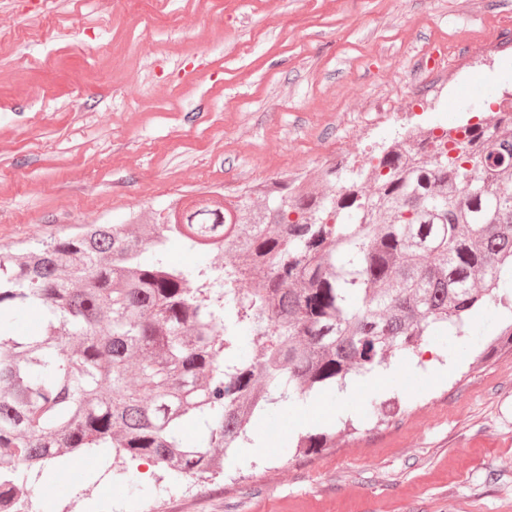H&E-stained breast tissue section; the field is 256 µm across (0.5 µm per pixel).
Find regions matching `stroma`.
<instances>
[{"label":"stroma","instance_id":"obj_1","mask_svg":"<svg viewBox=\"0 0 512 512\" xmlns=\"http://www.w3.org/2000/svg\"><path fill=\"white\" fill-rule=\"evenodd\" d=\"M512 43V0H0V248L117 224L204 191L235 199L324 156L380 152L412 95L477 41ZM512 92V55L476 64L413 124L447 127ZM512 314L494 305L363 376L330 416L274 407L206 480L75 469L40 512H512ZM342 427L328 447L300 435Z\"/></svg>","mask_w":512,"mask_h":512}]
</instances>
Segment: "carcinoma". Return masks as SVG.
Returning <instances> with one entry per match:
<instances>
[{
	"label": "carcinoma",
	"mask_w": 512,
	"mask_h": 512,
	"mask_svg": "<svg viewBox=\"0 0 512 512\" xmlns=\"http://www.w3.org/2000/svg\"><path fill=\"white\" fill-rule=\"evenodd\" d=\"M464 130L327 165L313 186L1 251L0 512L64 455L211 478L268 406L342 387L438 327L460 333L490 301L512 308V112ZM171 243L202 260L171 265ZM27 310L36 332H1Z\"/></svg>",
	"instance_id": "cac0c4a2"
}]
</instances>
